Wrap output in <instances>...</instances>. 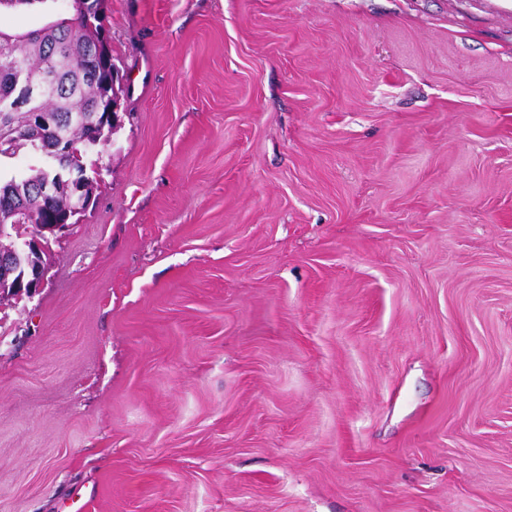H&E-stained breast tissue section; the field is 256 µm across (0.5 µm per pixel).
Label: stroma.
Wrapping results in <instances>:
<instances>
[{
	"label": "stroma",
	"instance_id": "stroma-1",
	"mask_svg": "<svg viewBox=\"0 0 512 512\" xmlns=\"http://www.w3.org/2000/svg\"><path fill=\"white\" fill-rule=\"evenodd\" d=\"M128 93L0 304V512H512V0H107Z\"/></svg>",
	"mask_w": 512,
	"mask_h": 512
}]
</instances>
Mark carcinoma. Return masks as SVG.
<instances>
[{
    "label": "carcinoma",
    "instance_id": "obj_1",
    "mask_svg": "<svg viewBox=\"0 0 512 512\" xmlns=\"http://www.w3.org/2000/svg\"><path fill=\"white\" fill-rule=\"evenodd\" d=\"M100 17L90 20L79 12L50 21L41 27V34L26 40L18 48L0 45V113L7 111L10 100L22 89L24 77H31L45 86L46 96L37 102L35 110L54 112L66 120L62 130L74 144V150L85 157L86 142L92 134L101 139L108 137L109 129L93 131L83 126L78 117L98 110L107 111L113 94L112 47L106 44L105 51L85 64L89 46L102 43L106 0H95ZM53 137L47 131L33 140L19 141L11 152L16 156L26 149L38 157L40 165L30 168L31 174L20 179L0 180V216L5 209L26 202L31 210L30 225L51 224L62 218L67 203L59 200L51 210L39 205L38 186L53 176L55 165L44 151V140Z\"/></svg>",
    "mask_w": 512,
    "mask_h": 512
}]
</instances>
